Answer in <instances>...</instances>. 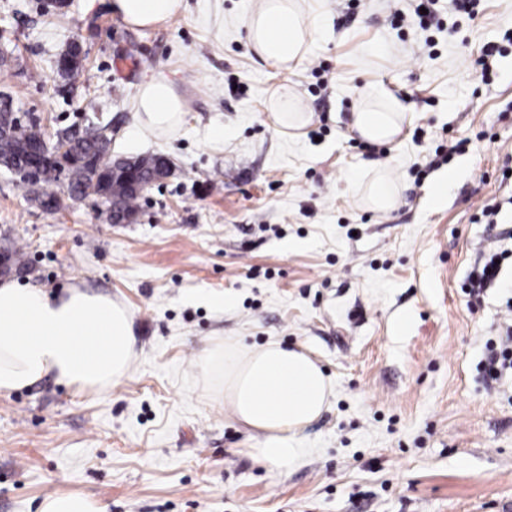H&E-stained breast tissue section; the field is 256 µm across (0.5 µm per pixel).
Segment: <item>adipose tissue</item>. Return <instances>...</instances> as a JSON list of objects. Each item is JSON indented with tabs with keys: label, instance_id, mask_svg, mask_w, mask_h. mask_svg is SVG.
Instances as JSON below:
<instances>
[{
	"label": "adipose tissue",
	"instance_id": "ef3b65f1",
	"mask_svg": "<svg viewBox=\"0 0 512 512\" xmlns=\"http://www.w3.org/2000/svg\"><path fill=\"white\" fill-rule=\"evenodd\" d=\"M113 15L131 28H150L179 14L183 0H110ZM256 54L280 70L302 60L314 24L302 0H254L246 20ZM144 132L179 128L185 103L167 76L142 83L134 104ZM406 115L378 87L363 96L353 128L371 143L395 140ZM137 357L134 313L124 301L71 285L58 296L37 286L0 281V393L30 387L46 376L80 391L110 393ZM198 383L211 400L259 438L258 462L284 470L301 456L291 440L326 409L332 383L318 363L280 343L249 346L219 338L198 362Z\"/></svg>",
	"mask_w": 512,
	"mask_h": 512
}]
</instances>
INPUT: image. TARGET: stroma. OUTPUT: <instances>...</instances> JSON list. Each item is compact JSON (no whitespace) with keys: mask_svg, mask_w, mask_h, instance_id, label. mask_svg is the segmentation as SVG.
Masks as SVG:
<instances>
[{"mask_svg":"<svg viewBox=\"0 0 512 512\" xmlns=\"http://www.w3.org/2000/svg\"><path fill=\"white\" fill-rule=\"evenodd\" d=\"M303 6L314 40L281 71L248 44L252 0H185L148 29L109 0H0V94L18 116L40 117L51 142L111 125L113 154L173 168L131 224L107 223L99 200L60 182L59 209L43 211L0 171V248L25 251L13 280L120 297L138 340L108 395L50 376L0 394V512L78 491L106 512H512V373L482 372L512 320V255L480 298L463 291L484 255L512 252V0L471 14L437 0L426 29L413 0ZM74 42L87 66L66 83L56 61ZM490 44L502 52L485 77ZM153 74L187 100L182 127L161 136L140 133L133 109ZM284 84L306 125L274 119ZM380 85L407 114L382 156L350 129L361 92ZM461 139L465 151L435 165ZM378 179L396 190L385 212L368 198ZM218 337L302 348L329 376L287 473L251 458L253 433L198 385L197 357Z\"/></svg>","mask_w":512,"mask_h":512,"instance_id":"35a3bbf8","label":"stroma"}]
</instances>
